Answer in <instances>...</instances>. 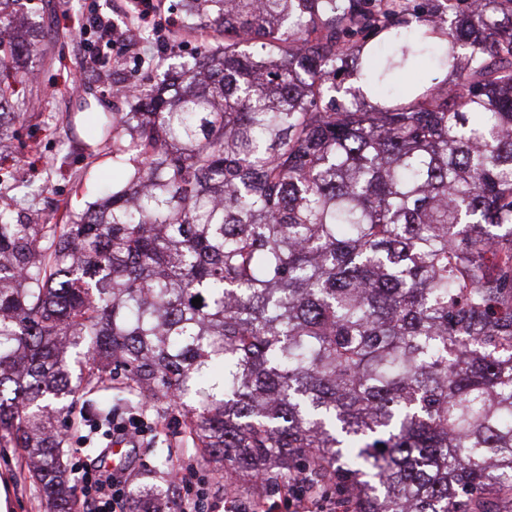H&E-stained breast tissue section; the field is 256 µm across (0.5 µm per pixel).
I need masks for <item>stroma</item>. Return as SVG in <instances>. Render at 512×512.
Listing matches in <instances>:
<instances>
[{"mask_svg":"<svg viewBox=\"0 0 512 512\" xmlns=\"http://www.w3.org/2000/svg\"><path fill=\"white\" fill-rule=\"evenodd\" d=\"M37 9L29 35L43 49L27 60L34 80L19 84L26 107L17 119L10 154L0 165V196L14 199L26 224H60L69 210L84 209L112 184V148L88 138L90 113L80 101L97 110L125 112L128 100L111 92V71L102 70L97 54L78 51L80 29L91 12L117 16L119 0H32ZM178 421L157 431H145L147 454L130 459L139 484L167 486L176 475L191 472L194 481L209 485L215 512H224V485L213 477L200 449L182 441ZM170 456L168 468L156 466L157 452ZM18 450L0 453V487L9 512H46L35 485L20 477Z\"/></svg>","mask_w":512,"mask_h":512,"instance_id":"1","label":"stroma"}]
</instances>
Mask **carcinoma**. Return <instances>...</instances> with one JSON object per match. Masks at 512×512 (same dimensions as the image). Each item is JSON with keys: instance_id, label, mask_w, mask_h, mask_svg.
Wrapping results in <instances>:
<instances>
[{"instance_id": "obj_1", "label": "carcinoma", "mask_w": 512, "mask_h": 512, "mask_svg": "<svg viewBox=\"0 0 512 512\" xmlns=\"http://www.w3.org/2000/svg\"><path fill=\"white\" fill-rule=\"evenodd\" d=\"M182 7L198 50L94 127L123 186L63 224L0 199V447L68 512L72 415L117 380L219 478L512 512V0ZM420 59L451 80L396 92Z\"/></svg>"}]
</instances>
